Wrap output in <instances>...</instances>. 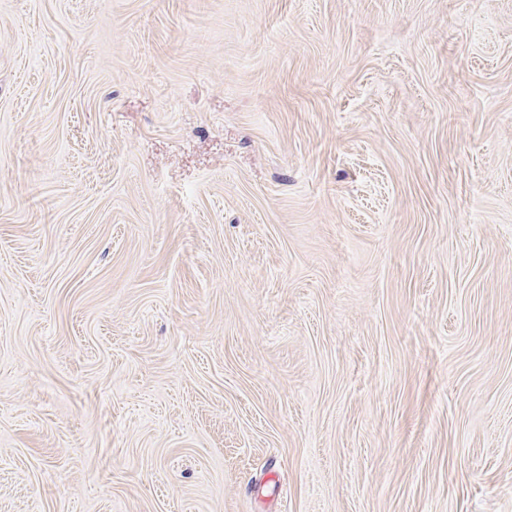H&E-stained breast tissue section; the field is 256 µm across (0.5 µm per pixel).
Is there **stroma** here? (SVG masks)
<instances>
[{
  "label": "stroma",
  "instance_id": "1",
  "mask_svg": "<svg viewBox=\"0 0 512 512\" xmlns=\"http://www.w3.org/2000/svg\"><path fill=\"white\" fill-rule=\"evenodd\" d=\"M0 512H512V0H0Z\"/></svg>",
  "mask_w": 512,
  "mask_h": 512
}]
</instances>
